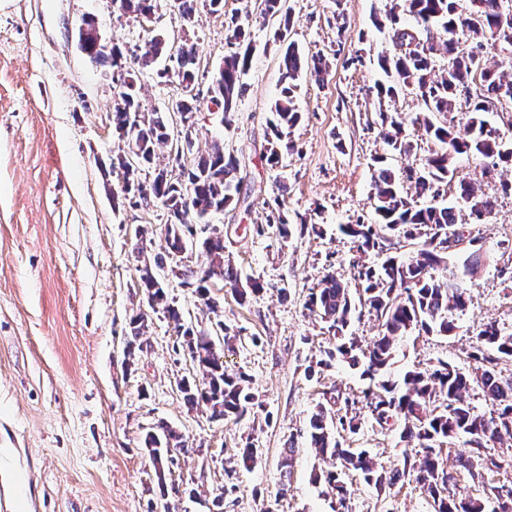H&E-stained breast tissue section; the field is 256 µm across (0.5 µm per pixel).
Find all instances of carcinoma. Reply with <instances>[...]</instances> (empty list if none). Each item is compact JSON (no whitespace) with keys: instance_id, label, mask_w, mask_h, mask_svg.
<instances>
[{"instance_id":"obj_1","label":"carcinoma","mask_w":512,"mask_h":512,"mask_svg":"<svg viewBox=\"0 0 512 512\" xmlns=\"http://www.w3.org/2000/svg\"><path fill=\"white\" fill-rule=\"evenodd\" d=\"M113 11L132 15L135 21L156 15L160 0H111ZM183 26L194 25L199 7L215 13L223 9L224 0H173ZM261 14L280 17L274 39L287 43L282 56V81L279 98L272 107L269 129L275 138L266 156L267 163L279 164L278 146L300 119L295 98L298 81L305 71V57L299 47L288 40L290 15L283 0H261ZM377 29L388 28L393 51L378 58V66L390 83L378 84L376 97L396 98L413 94L421 101V111L412 119L402 112L379 110L385 138L403 155L411 154L415 145L406 133L407 124L422 130L432 148L417 168L407 167L401 174L377 160L372 182V199L378 221L374 224H345L341 231L354 238L361 253L385 254L376 267L360 265L357 278L362 286L353 298L347 285L333 273L325 274L309 292L305 308L327 324L338 340L335 349L323 351L317 361L328 367L336 358L351 366L363 365L362 376L369 381L363 401L375 422L384 427L390 421H402L401 441L420 449L415 461L404 456L403 469L385 470L363 448H350L341 441L340 431L352 434L360 429L359 415H341L320 403L308 422L310 446L320 455L336 459V469L317 474L340 506L349 496L350 478L384 492L393 487L410 470L415 480L432 499L434 512H512V498L503 501L491 483L502 462L487 453L490 445L512 439V375L504 376L500 364L512 361V333H505L494 322L486 323L472 342L468 358L475 367L464 370L440 361L432 368L409 370L397 374L392 370L399 342L417 332L450 336L455 325L448 318L451 310H465L466 288L463 277L474 274L481 263V246L471 238L472 247L464 260L462 273L449 269V260L458 251L448 250V236L458 230V213L467 209L472 219L486 220L495 209L496 199L482 190V178L501 165L512 166V145L503 141L485 114L497 110V103L512 102V79L490 64L483 49L496 44L512 47V0H469V13L458 12L457 0H394L384 18L374 17ZM474 36L475 47L464 51L455 40L459 27ZM226 43L230 51L211 78L208 87L211 103L225 114L235 111L246 91L243 76L251 65L252 47L244 23L236 17L227 22ZM80 50L96 67H110L119 82L112 83V129L118 140L109 163V174L123 177L120 191L141 204L159 203L167 212L164 239L173 277L185 286L196 288L205 297L211 281L219 279L231 288L241 302L257 297L263 285L253 280L241 284L237 268L224 258V236L207 233L202 227L210 215L224 211L240 200L242 181L237 177L239 158L224 152V144L214 142L205 153L195 150L193 130L196 123L195 92L199 61L195 42L186 38L177 45L162 34L151 39L150 49L137 54L130 48L112 43L105 48L104 37L95 23L81 33ZM448 56V67L437 68L439 57ZM172 62L171 69H159L161 59ZM138 66V73L149 72L162 82L175 78L188 88L177 101L182 125L181 135L172 138V116L168 112L146 110L140 100L137 73L128 61ZM464 102L463 129L456 128L448 114L458 102ZM182 145L188 161L177 163L179 174L154 166L157 150ZM460 155L487 161L480 176L455 180V160ZM151 173L150 180L141 179ZM414 186L419 197L429 199L416 206L404 197L400 179ZM457 182L454 201L445 198L442 187ZM255 231L269 233L283 241L291 237L293 227L281 211L267 215L266 223ZM196 249L206 257V266L192 270L182 264L184 253ZM163 260L143 258L139 287L143 288L155 313L174 324L183 338L182 350L196 365L201 381L182 379L179 390L191 407L204 405L213 419L241 418L253 405L254 395L246 374L229 373L224 367V349L217 347L237 340L219 321L206 332L183 323L182 313L168 296L158 269ZM368 307L379 322V334L367 352L358 356L353 339L346 336L356 304ZM479 388L496 411L490 416L476 412L467 402L470 390ZM462 442L456 453L457 475L465 473L482 486L483 494L473 496L458 490V478L445 482L447 461L442 445ZM158 479L165 468L175 462L169 456L173 448L188 453L183 436L161 423L145 438Z\"/></svg>"}]
</instances>
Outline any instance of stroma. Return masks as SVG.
<instances>
[{
  "instance_id": "35a3bbf8",
  "label": "stroma",
  "mask_w": 512,
  "mask_h": 512,
  "mask_svg": "<svg viewBox=\"0 0 512 512\" xmlns=\"http://www.w3.org/2000/svg\"><path fill=\"white\" fill-rule=\"evenodd\" d=\"M387 2L286 0L290 40L331 68L321 79L303 75L301 118L288 136L293 147L282 150L275 167L262 155L282 86L276 20L256 17L255 0H224L223 11L202 9L195 18L200 91L227 51L224 27L232 15L250 14L256 46L247 91L231 116L201 100L195 145L203 150L221 140L241 162L239 202L209 222L223 233L224 255L242 278L264 288L244 305L230 289H211L212 311L194 288L166 279L185 324L199 330L221 321L241 336L224 362L249 376L255 400L234 421L185 405L178 383L196 368L179 351L172 323L150 312L138 286V249L153 258L165 253L164 210L117 196V176L99 166L117 148L112 82L107 69L80 53L75 29L94 16L107 40L141 53L154 30L113 14L110 0H0V448L11 455L10 474L0 473V512H210L218 498L224 512H334L335 499L313 479L332 462L316 455L305 430L323 391L334 387L356 399L367 382L342 362L308 374L335 339L304 302L325 273L354 289L353 261L376 263L338 230L374 222L375 160L399 171L418 166L431 147L422 140L416 154H399L375 114L377 61L391 44L372 16ZM504 180H512L511 167L485 182L496 208L484 223L459 217L485 257L466 279L467 307L454 313V332L406 337L394 371L425 370L440 359L465 369L483 323L512 332V193L502 192ZM274 204L296 226L288 241L252 230ZM140 312L148 315V332L133 348L130 319ZM356 411L361 427L346 434L347 444L367 449L385 470L401 467V422L383 429L365 406ZM161 421L184 435L189 451L160 482L144 440ZM249 443L257 463H233ZM288 447L296 453L281 498L280 461ZM348 507L433 512L410 476L381 494L353 481Z\"/></svg>"
}]
</instances>
